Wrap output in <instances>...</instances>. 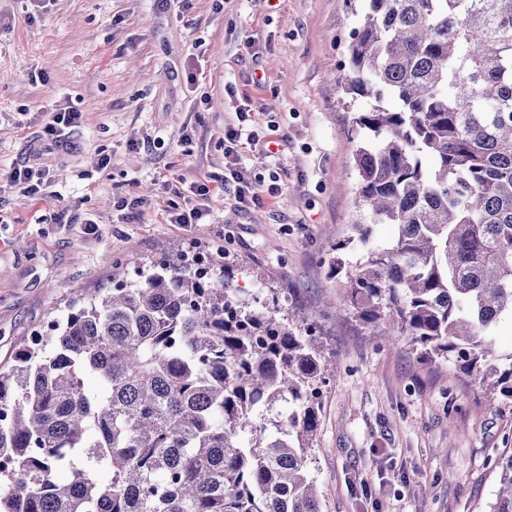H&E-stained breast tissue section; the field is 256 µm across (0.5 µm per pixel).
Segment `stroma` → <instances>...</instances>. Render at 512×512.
Here are the masks:
<instances>
[{"instance_id":"1","label":"stroma","mask_w":512,"mask_h":512,"mask_svg":"<svg viewBox=\"0 0 512 512\" xmlns=\"http://www.w3.org/2000/svg\"><path fill=\"white\" fill-rule=\"evenodd\" d=\"M357 23L343 0L165 11L155 0H0V169L28 158L49 109L83 114L46 199L0 186V364L67 315L75 288L111 287L113 271L132 279L170 253L222 250L241 266L235 287L281 289L282 317L311 324L336 362L310 451L322 512H488L493 461L512 451V405L487 409L453 363L382 341L326 303L340 295L331 245L355 216L352 112L333 71ZM239 104L261 138L240 142L244 167L282 184L256 206L224 183V127ZM197 182L213 188L209 216L170 223ZM62 209L74 223L41 222Z\"/></svg>"}]
</instances>
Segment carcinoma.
<instances>
[{"instance_id":"obj_1","label":"carcinoma","mask_w":512,"mask_h":512,"mask_svg":"<svg viewBox=\"0 0 512 512\" xmlns=\"http://www.w3.org/2000/svg\"><path fill=\"white\" fill-rule=\"evenodd\" d=\"M344 2L358 217L333 250L358 258L330 276L378 335L512 404L493 340L512 319V0ZM207 267L180 253L134 284L114 273L0 366V512H321L316 336L277 289L232 287L225 254ZM494 468L489 512H512V454Z\"/></svg>"}]
</instances>
